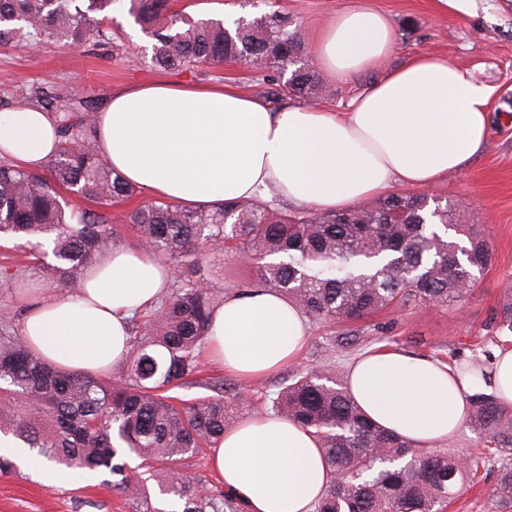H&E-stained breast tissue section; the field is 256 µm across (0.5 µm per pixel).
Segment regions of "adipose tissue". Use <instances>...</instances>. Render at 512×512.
Segmentation results:
<instances>
[{"instance_id":"obj_1","label":"adipose tissue","mask_w":512,"mask_h":512,"mask_svg":"<svg viewBox=\"0 0 512 512\" xmlns=\"http://www.w3.org/2000/svg\"><path fill=\"white\" fill-rule=\"evenodd\" d=\"M388 17L366 0L338 11L311 46L344 80L392 53ZM492 87L428 53L411 56L341 112L272 107L229 85L151 82L112 93L98 112L99 154L129 184L186 206L266 197L333 211L394 186L427 187L460 169L486 142ZM60 138L52 117L25 106L0 113V155L46 167ZM172 270L141 247L115 249L83 271L71 293L26 288L21 334L52 366L104 374L127 353L128 321L156 304ZM311 332L287 298L263 290L226 298L207 351L244 379L296 359ZM350 394L375 425L416 448L455 438L478 378L430 357L372 348L347 366ZM224 488L247 512H313L330 484L314 434L251 414L211 455Z\"/></svg>"}]
</instances>
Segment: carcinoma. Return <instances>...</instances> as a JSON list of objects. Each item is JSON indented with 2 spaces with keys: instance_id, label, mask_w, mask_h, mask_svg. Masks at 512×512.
<instances>
[{
  "instance_id": "obj_1",
  "label": "carcinoma",
  "mask_w": 512,
  "mask_h": 512,
  "mask_svg": "<svg viewBox=\"0 0 512 512\" xmlns=\"http://www.w3.org/2000/svg\"><path fill=\"white\" fill-rule=\"evenodd\" d=\"M129 14L155 43L151 63L163 69L199 64L262 63L264 80L306 104L322 94L301 25L270 9L234 28L221 18L193 19L171 0H129ZM116 0H0V46L60 43L79 48L112 41L103 28ZM29 103L53 117L61 141L49 176L0 157V238L47 237L48 249L29 253L49 278L66 284L97 255L118 248L112 208L136 192L102 159L94 143L95 107L56 88H39ZM70 190L97 209L76 210L61 195ZM455 208L423 195L392 194L336 212L283 213L262 199L194 209L160 200L124 214L140 247L174 273L171 288L153 308L132 320L126 361L106 380L55 368L28 341L0 322V433L70 471L107 470L120 479L112 490L152 507L131 485L126 448L144 461L175 470L199 448H214L249 404L224 396V377H206L200 361L209 315L220 305L208 252L251 257L255 276L240 289L279 294L313 324L338 325L325 337L334 353L363 351L376 338L360 325L390 308L459 306L491 252L468 224H455ZM466 237L462 245L449 231ZM493 343H512V288L502 289L493 314ZM492 360L474 356L466 369L486 379ZM210 390L189 403L185 388ZM274 414L310 429L331 474L315 512H445L465 481L494 475L489 500L495 512H512V409L477 388L467 419L487 447L465 455L414 448L370 424L348 393L330 357L301 370L270 399ZM162 492L184 501L182 512H245L223 491L201 494L179 478Z\"/></svg>"
}]
</instances>
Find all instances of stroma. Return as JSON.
<instances>
[{
    "instance_id": "obj_1",
    "label": "stroma",
    "mask_w": 512,
    "mask_h": 512,
    "mask_svg": "<svg viewBox=\"0 0 512 512\" xmlns=\"http://www.w3.org/2000/svg\"><path fill=\"white\" fill-rule=\"evenodd\" d=\"M280 10L300 22L307 40H314L326 21L352 5L353 0H277ZM385 13L395 30L394 51L373 67L348 79L327 73L319 78L325 88L321 106L342 110L351 98L382 80L405 59L418 52L438 55L467 69L479 81L494 87L489 105V131L483 149L460 170L425 187L426 195L457 206L455 221L477 225L491 246V262L479 274L469 298L457 307L422 306L389 311L373 317L382 327L385 346L416 356L433 350L472 355L470 339L488 333L493 308L501 289L512 283V0H482L476 15L455 17L437 12L433 0H369ZM174 9L192 17L227 20L252 17L267 11L265 0H175ZM127 0L114 5L108 26V45L70 49L44 44L29 49L0 46V112L25 104L33 88L52 85L77 97L103 105L113 91L139 82L171 81L198 84H228L239 91L268 99L275 106L293 104L289 95L273 96L257 72L244 65L217 68L163 70L143 54L153 39L128 13ZM9 267L13 279L0 276V318L21 320L24 306L18 298L17 282H43L41 271L24 263L12 242L0 244V268ZM328 331L313 326L299 358L268 377L244 381L224 373L211 363L208 374H223L237 395L249 402L252 412L263 410L264 398L274 395L293 371L314 367L323 354ZM132 497L113 491L101 479L71 472L62 487H48L37 479L36 469H15L0 475V512H134Z\"/></svg>"
}]
</instances>
